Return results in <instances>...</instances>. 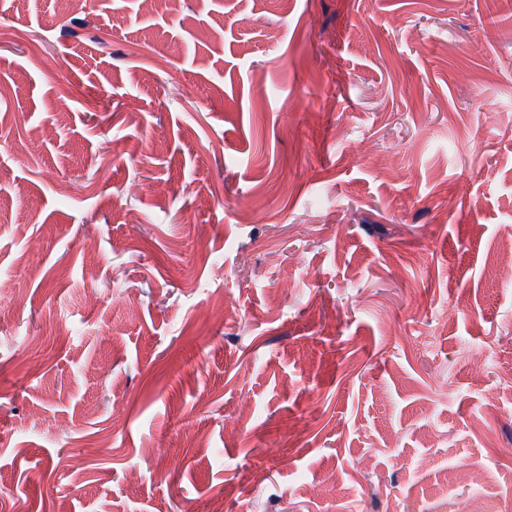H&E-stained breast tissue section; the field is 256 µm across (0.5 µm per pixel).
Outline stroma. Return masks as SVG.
I'll list each match as a JSON object with an SVG mask.
<instances>
[{
    "mask_svg": "<svg viewBox=\"0 0 512 512\" xmlns=\"http://www.w3.org/2000/svg\"><path fill=\"white\" fill-rule=\"evenodd\" d=\"M509 236L512 0H0V512H512Z\"/></svg>",
    "mask_w": 512,
    "mask_h": 512,
    "instance_id": "1",
    "label": "stroma"
}]
</instances>
